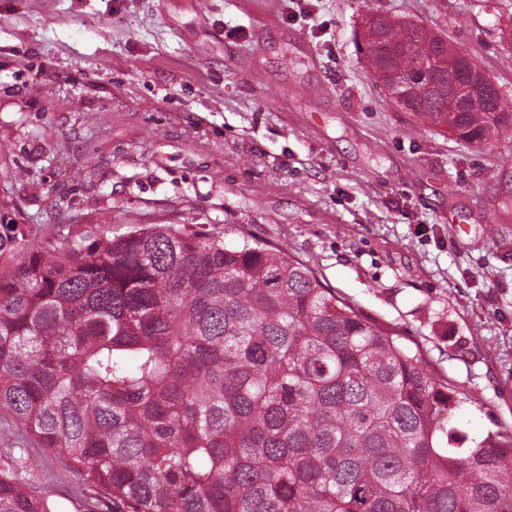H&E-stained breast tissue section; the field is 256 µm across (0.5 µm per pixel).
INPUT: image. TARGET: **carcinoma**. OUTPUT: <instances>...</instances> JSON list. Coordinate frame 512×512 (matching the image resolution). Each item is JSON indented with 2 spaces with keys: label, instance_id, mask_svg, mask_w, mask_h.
Returning <instances> with one entry per match:
<instances>
[{
  "label": "carcinoma",
  "instance_id": "1",
  "mask_svg": "<svg viewBox=\"0 0 512 512\" xmlns=\"http://www.w3.org/2000/svg\"><path fill=\"white\" fill-rule=\"evenodd\" d=\"M377 11L369 70L406 75L414 114L512 149V104L429 81L441 41ZM0 199V412L78 476L91 512H512V433L466 448L461 392L316 269L224 225L26 238ZM0 469V512H55Z\"/></svg>",
  "mask_w": 512,
  "mask_h": 512
}]
</instances>
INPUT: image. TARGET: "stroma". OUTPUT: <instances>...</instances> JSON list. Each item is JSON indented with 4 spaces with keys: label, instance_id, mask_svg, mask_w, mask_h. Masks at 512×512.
<instances>
[{
    "label": "stroma",
    "instance_id": "stroma-1",
    "mask_svg": "<svg viewBox=\"0 0 512 512\" xmlns=\"http://www.w3.org/2000/svg\"><path fill=\"white\" fill-rule=\"evenodd\" d=\"M468 54L512 100V0H0V190L26 234L247 225L420 348L512 432V153L397 107L357 46L369 9ZM25 485L86 512L35 444Z\"/></svg>",
    "mask_w": 512,
    "mask_h": 512
}]
</instances>
